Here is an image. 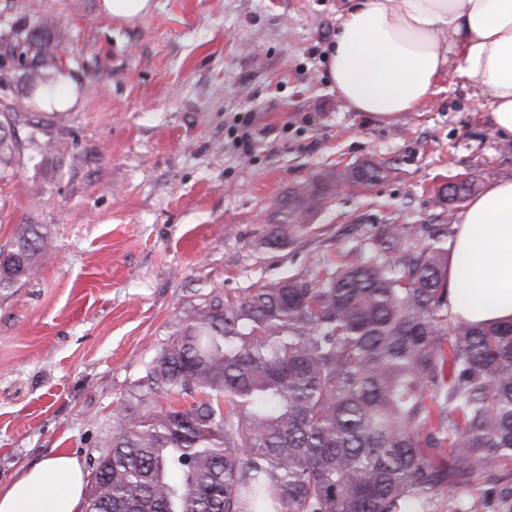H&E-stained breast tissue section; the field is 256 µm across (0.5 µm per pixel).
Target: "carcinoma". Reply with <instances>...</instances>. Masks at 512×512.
Returning <instances> with one entry per match:
<instances>
[{"mask_svg":"<svg viewBox=\"0 0 512 512\" xmlns=\"http://www.w3.org/2000/svg\"><path fill=\"white\" fill-rule=\"evenodd\" d=\"M0 51L30 86L59 42L22 25ZM21 142L0 122V169ZM378 164L349 181L372 185ZM333 174L288 191L270 247L300 239ZM446 224H383L310 278L180 311L112 417L89 512H397L512 458V321L449 312ZM49 245L20 224L0 285ZM156 396L171 400L160 409Z\"/></svg>","mask_w":512,"mask_h":512,"instance_id":"1","label":"carcinoma"}]
</instances>
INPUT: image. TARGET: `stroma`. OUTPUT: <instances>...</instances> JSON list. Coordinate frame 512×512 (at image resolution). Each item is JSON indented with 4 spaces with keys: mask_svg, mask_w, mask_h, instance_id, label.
Wrapping results in <instances>:
<instances>
[{
    "mask_svg": "<svg viewBox=\"0 0 512 512\" xmlns=\"http://www.w3.org/2000/svg\"><path fill=\"white\" fill-rule=\"evenodd\" d=\"M152 3L125 21L100 0H0V35L60 39L44 73L74 91L65 107L33 97L18 65L0 85L21 141L0 175V245L21 224L51 238L36 277L0 287V489L62 448L91 471L189 304L312 275L375 224H456L462 201L437 196L448 179L478 195L512 178V140L451 80L393 123L339 100L327 48L344 0ZM367 162L385 178L347 182ZM323 172L336 187L310 231L262 246L282 196ZM473 499L512 512V462L423 512Z\"/></svg>",
    "mask_w": 512,
    "mask_h": 512,
    "instance_id": "1",
    "label": "stroma"
}]
</instances>
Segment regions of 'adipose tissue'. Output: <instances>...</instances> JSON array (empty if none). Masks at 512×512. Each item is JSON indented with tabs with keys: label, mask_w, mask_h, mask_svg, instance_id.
<instances>
[{
	"label": "adipose tissue",
	"mask_w": 512,
	"mask_h": 512,
	"mask_svg": "<svg viewBox=\"0 0 512 512\" xmlns=\"http://www.w3.org/2000/svg\"><path fill=\"white\" fill-rule=\"evenodd\" d=\"M350 109L385 123L418 111L446 75L483 99L512 140V0H350L328 53ZM453 316L512 319V179L491 183L459 213L448 265ZM85 475L64 452L0 490V512H84Z\"/></svg>",
	"instance_id": "1"
}]
</instances>
